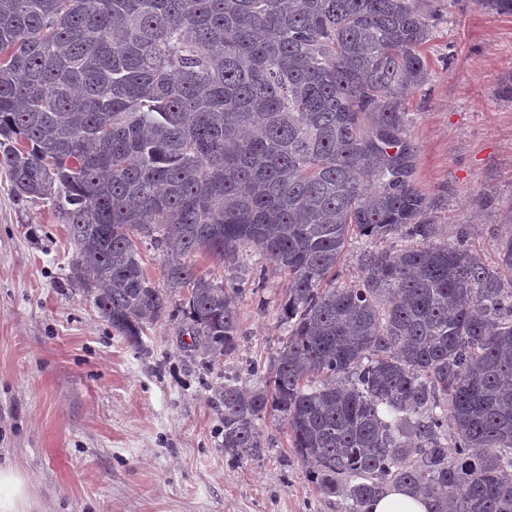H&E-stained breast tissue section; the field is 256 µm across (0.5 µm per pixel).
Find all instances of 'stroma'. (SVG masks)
<instances>
[{
  "instance_id": "1",
  "label": "stroma",
  "mask_w": 512,
  "mask_h": 512,
  "mask_svg": "<svg viewBox=\"0 0 512 512\" xmlns=\"http://www.w3.org/2000/svg\"><path fill=\"white\" fill-rule=\"evenodd\" d=\"M434 19L429 78L411 102L415 180L442 240L464 236L488 265L512 233V16L477 0H423ZM400 236H352L336 283L360 277L364 249ZM75 247L48 203H18L0 171V465L29 480L33 512H347L291 451L288 430L258 421L259 452L225 455L219 391L256 390L288 335L284 274L253 247L221 266L243 285L234 353L215 365L182 343L175 311L142 346L118 335L69 279Z\"/></svg>"
}]
</instances>
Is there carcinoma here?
I'll return each instance as SVG.
<instances>
[{"instance_id": "1", "label": "carcinoma", "mask_w": 512, "mask_h": 512, "mask_svg": "<svg viewBox=\"0 0 512 512\" xmlns=\"http://www.w3.org/2000/svg\"><path fill=\"white\" fill-rule=\"evenodd\" d=\"M432 33L419 0H0L16 201L58 210L71 278L134 346L178 295L195 348L230 354L244 292L184 262L155 287L137 237L283 271L290 333L265 388L224 385V453L281 420L349 512L392 485L512 512V236L491 267L428 220L407 131ZM354 230L414 244L333 286Z\"/></svg>"}]
</instances>
